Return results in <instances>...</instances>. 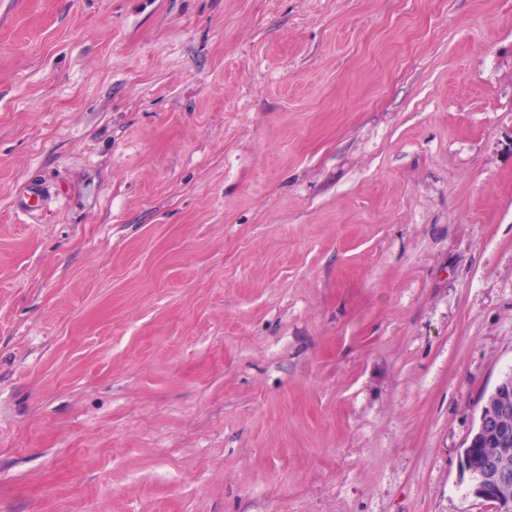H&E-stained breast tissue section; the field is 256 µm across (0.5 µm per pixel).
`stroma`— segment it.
Listing matches in <instances>:
<instances>
[{"label": "stroma", "instance_id": "1", "mask_svg": "<svg viewBox=\"0 0 512 512\" xmlns=\"http://www.w3.org/2000/svg\"><path fill=\"white\" fill-rule=\"evenodd\" d=\"M509 371L512 0H0V512H490ZM512 402V371L504 374L494 387L487 401L480 408L477 434H496L500 442L499 446H507L509 441V429L507 417L510 413ZM485 407H492V412L486 415ZM489 438L482 435V439L478 441L473 448H466L468 457L472 460L471 468L470 460L462 455V464L465 470H467L473 479V485L471 493L474 497L481 499L484 502L491 504L494 510L506 511L503 506V500L498 497V493L504 498L512 501V479L510 480V487L497 489L496 486H502L507 484L510 479V460L507 454H504L501 461L497 464L495 470H490L486 475L478 472L479 470L488 466L490 462L489 450L486 445L489 442Z\"/></svg>", "mask_w": 512, "mask_h": 512}]
</instances>
